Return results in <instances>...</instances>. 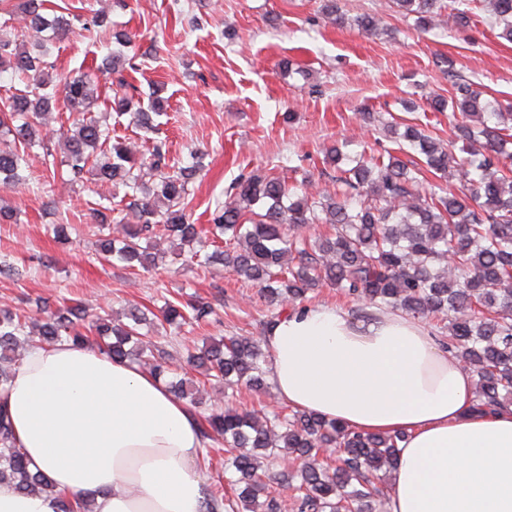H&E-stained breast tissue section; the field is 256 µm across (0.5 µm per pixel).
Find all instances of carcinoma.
Wrapping results in <instances>:
<instances>
[{"mask_svg":"<svg viewBox=\"0 0 512 512\" xmlns=\"http://www.w3.org/2000/svg\"><path fill=\"white\" fill-rule=\"evenodd\" d=\"M396 12L415 17L417 28L441 29L471 21L474 0H392ZM496 37L512 42V0H484ZM0 72L27 78L25 89L0 100V185L24 183L21 148L41 136L46 116L58 111L59 93L69 111L80 115L63 135L60 178L66 184L92 174L101 183L124 189L130 197L126 213L113 219L94 208L96 224L109 226L97 240V253L132 270L159 264L154 241L169 237L181 245L202 241L203 229L190 222L184 201L189 185L202 170L201 161L169 171L168 149L161 141L138 150L112 135L106 121L85 117L99 98L121 117L133 113L145 134L155 132L154 117L165 109L153 90L148 103L126 91L102 95L99 75L122 74L126 56H105L94 74L79 72L63 83L47 71V42L73 28L76 15L65 10L48 18L42 0H24L15 10L0 8ZM321 13L330 24L350 25L362 33L382 30L374 13L350 17L339 0H323ZM31 33L26 45L3 35L14 25ZM83 30L94 34L112 27L108 13L97 10L84 18ZM453 92L435 96L429 107L451 111L454 140L444 144L417 124L388 122L398 151L377 157L350 155L333 145L323 162L336 172V191L313 192L307 176L290 183L278 176L252 173L233 185V201L216 206L212 230L224 234V249L206 262L260 288L274 308L295 305L316 288L329 285L345 297L380 311L435 319L448 335L442 345L475 376L473 409L491 412L512 403V106H505L479 86L466 81L453 61L440 58ZM431 173L456 180L462 191L438 187L422 190V176ZM313 224H329L333 233L304 235ZM212 307L203 301H166L158 324L175 330L201 322ZM86 311L64 306L28 320L0 309V389L10 384L21 359L22 344H81ZM147 313L135 306L111 318L91 321L98 347L117 360L147 367L167 381L192 408L203 403L189 377L175 373L169 353L141 332ZM187 363L224 389L244 384L267 388L269 353L252 336L214 339L188 354ZM204 435L224 445V473L236 499L224 498L222 487L204 490L201 512H387L389 497L379 490V474L390 475L398 461L399 434L361 433L336 420L294 410L259 415L238 409L233 396L205 417ZM287 456L293 466L269 471L267 462ZM0 484L36 494L53 489L49 478L30 470L23 449L16 447L11 426L0 409ZM297 492L287 503L276 486Z\"/></svg>","mask_w":512,"mask_h":512,"instance_id":"cac0c4a2","label":"carcinoma"}]
</instances>
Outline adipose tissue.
Returning <instances> with one entry per match:
<instances>
[{
    "label": "adipose tissue",
    "mask_w": 512,
    "mask_h": 512,
    "mask_svg": "<svg viewBox=\"0 0 512 512\" xmlns=\"http://www.w3.org/2000/svg\"><path fill=\"white\" fill-rule=\"evenodd\" d=\"M268 370L293 408L366 433L404 432L388 512H512V406L473 408L475 377L426 326L330 306L290 312L266 334ZM17 445L54 492L0 485V512H200L194 462L209 441L148 369L62 341L32 347L5 390Z\"/></svg>",
    "instance_id": "1"
}]
</instances>
